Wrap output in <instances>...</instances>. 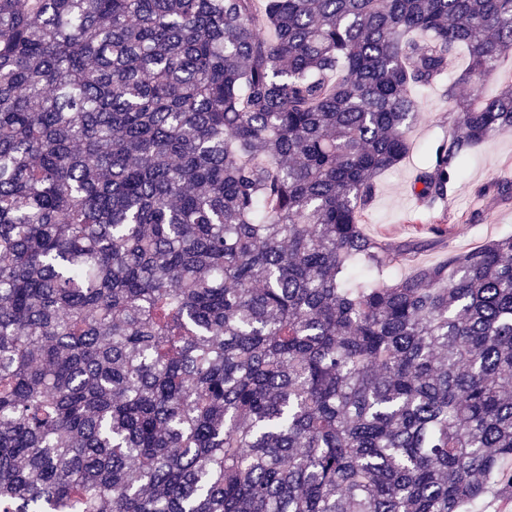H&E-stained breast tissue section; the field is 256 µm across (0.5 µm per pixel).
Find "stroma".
<instances>
[{
  "mask_svg": "<svg viewBox=\"0 0 512 512\" xmlns=\"http://www.w3.org/2000/svg\"><path fill=\"white\" fill-rule=\"evenodd\" d=\"M420 113L410 131L414 150L394 169L379 178V190L370 210L362 216L366 232L395 242L427 240L439 220L449 225L445 244L420 252L418 263L439 262L448 249L465 251L484 242L512 234V200L481 195L480 187L491 179H512V130L490 137L470 155L463 180L450 197L445 211L420 206L412 184L423 161L422 150L444 137L454 116L453 105L440 91L424 89L417 94Z\"/></svg>",
  "mask_w": 512,
  "mask_h": 512,
  "instance_id": "1",
  "label": "stroma"
}]
</instances>
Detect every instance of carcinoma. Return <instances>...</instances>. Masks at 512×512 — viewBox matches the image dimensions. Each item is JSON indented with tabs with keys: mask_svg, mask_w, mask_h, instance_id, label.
<instances>
[{
	"mask_svg": "<svg viewBox=\"0 0 512 512\" xmlns=\"http://www.w3.org/2000/svg\"><path fill=\"white\" fill-rule=\"evenodd\" d=\"M510 55L512 0H0V512L512 501V235L361 224L418 88L448 203ZM510 84H512V57L500 62L496 73L480 87V92L483 96H493L502 86Z\"/></svg>",
	"mask_w": 512,
	"mask_h": 512,
	"instance_id": "obj_1",
	"label": "carcinoma"
}]
</instances>
